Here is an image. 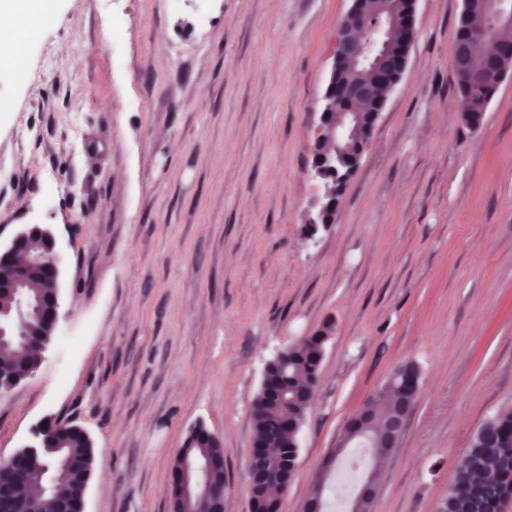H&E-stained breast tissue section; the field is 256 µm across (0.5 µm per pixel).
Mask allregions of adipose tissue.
Returning a JSON list of instances; mask_svg holds the SVG:
<instances>
[{
  "label": "adipose tissue",
  "mask_w": 512,
  "mask_h": 512,
  "mask_svg": "<svg viewBox=\"0 0 512 512\" xmlns=\"http://www.w3.org/2000/svg\"><path fill=\"white\" fill-rule=\"evenodd\" d=\"M57 0H0V69L24 75L26 46Z\"/></svg>",
  "instance_id": "adipose-tissue-1"
}]
</instances>
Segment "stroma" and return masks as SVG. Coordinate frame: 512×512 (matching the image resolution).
<instances>
[{
  "label": "stroma",
  "instance_id": "obj_1",
  "mask_svg": "<svg viewBox=\"0 0 512 512\" xmlns=\"http://www.w3.org/2000/svg\"><path fill=\"white\" fill-rule=\"evenodd\" d=\"M350 0H57L0 71V243L26 224L65 260L39 368L0 391V462L41 426L90 436L85 512H171L203 425L224 512H250L251 406L266 363L325 325L280 512H304L348 421L392 369L420 372L372 512H436L474 432L512 407V76L478 126L454 72L461 0H416L336 219L305 239L309 169Z\"/></svg>",
  "mask_w": 512,
  "mask_h": 512
}]
</instances>
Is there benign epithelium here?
I'll return each mask as SVG.
<instances>
[{
    "label": "benign epithelium",
    "mask_w": 512,
    "mask_h": 512,
    "mask_svg": "<svg viewBox=\"0 0 512 512\" xmlns=\"http://www.w3.org/2000/svg\"><path fill=\"white\" fill-rule=\"evenodd\" d=\"M415 0H382V6L373 8V0H352V6L339 24L336 48L329 83L323 94L319 132L315 139L318 151L312 165V177L325 187L318 214L309 220L308 236L314 237L319 227L334 222L336 196L356 169L365 150L373 127L385 104V95L379 89L390 91L403 77L408 53L414 38L412 17ZM463 11H476L481 16L478 35H463L455 43V65L467 76L468 111L479 115L486 111L491 97L485 91L497 88L507 76L501 68L503 60L512 59V40L501 39L503 31L512 30V6L505 0H463ZM352 71L362 79L346 84L336 81L342 72ZM34 236L48 243L45 254L34 255L27 243ZM48 267L50 280L46 287L53 289V311L48 329L54 332L60 307L59 288L62 277V258L57 252L51 232L32 226L20 230L11 242L0 248V286L7 284L11 291L13 319L0 322V337L15 335V326L29 316L30 301L22 291L27 276ZM402 382L389 390L395 395L400 410L388 429L376 440L348 432L339 448L357 441L365 447L379 448L385 454L397 446L406 427L408 415L419 388L418 369L406 363L396 368ZM281 432L276 431L261 447L255 449L247 466L248 484L259 488L275 480L287 488L296 462L285 464L277 459L276 448ZM42 444L28 445L19 450L0 473L21 459L30 463L26 482L43 487L49 482V469L40 460ZM378 489L377 474L369 472L363 478L356 499H374ZM192 498L214 503V512H224V460L183 459V480L174 502Z\"/></svg>",
    "instance_id": "7a95c632"
}]
</instances>
